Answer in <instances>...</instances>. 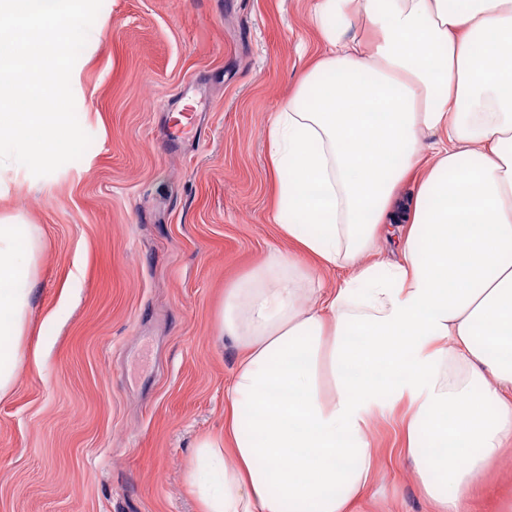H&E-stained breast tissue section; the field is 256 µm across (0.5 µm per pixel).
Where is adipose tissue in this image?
<instances>
[{"instance_id":"ef3b65f1","label":"adipose tissue","mask_w":512,"mask_h":512,"mask_svg":"<svg viewBox=\"0 0 512 512\" xmlns=\"http://www.w3.org/2000/svg\"><path fill=\"white\" fill-rule=\"evenodd\" d=\"M312 21L325 51L267 129L295 250L224 293L240 357L189 482L202 512H350L374 477L368 422L404 404L424 495L464 512L512 447V0H315ZM42 252L0 224V398ZM307 257L347 275L323 290Z\"/></svg>"}]
</instances>
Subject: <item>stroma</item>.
Listing matches in <instances>:
<instances>
[{
  "instance_id": "stroma-1",
  "label": "stroma",
  "mask_w": 512,
  "mask_h": 512,
  "mask_svg": "<svg viewBox=\"0 0 512 512\" xmlns=\"http://www.w3.org/2000/svg\"><path fill=\"white\" fill-rule=\"evenodd\" d=\"M314 0H103L71 87L92 137L33 176L0 167V215L44 249L12 393L0 399V512H200L199 438L224 432L238 351L224 291L273 249L266 129L322 50ZM194 101L195 127L171 119ZM354 512H427L399 414ZM470 512H512V453Z\"/></svg>"
}]
</instances>
